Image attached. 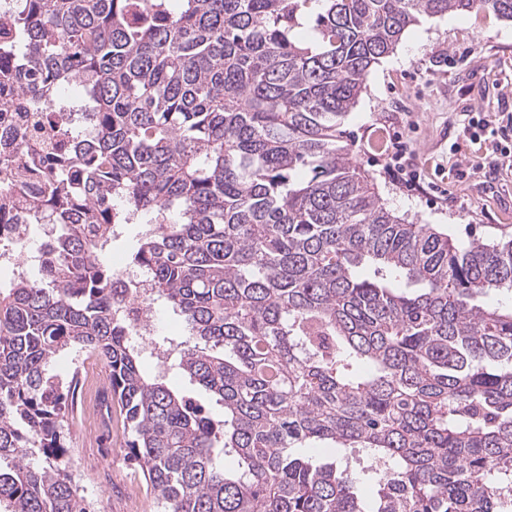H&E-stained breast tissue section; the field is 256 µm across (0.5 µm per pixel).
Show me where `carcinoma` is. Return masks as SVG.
<instances>
[{
  "instance_id": "obj_1",
  "label": "carcinoma",
  "mask_w": 512,
  "mask_h": 512,
  "mask_svg": "<svg viewBox=\"0 0 512 512\" xmlns=\"http://www.w3.org/2000/svg\"><path fill=\"white\" fill-rule=\"evenodd\" d=\"M512 0H16L0 79L40 126L93 107L70 166L0 136L4 213L61 230L0 288V512H88L64 445L67 351L109 367L127 460L163 512H504L512 502V239L394 215L340 144L364 81L421 16ZM75 76L81 96L49 108ZM133 265L192 339L177 367L217 420L140 365L106 264ZM361 448L376 486L310 448ZM237 458L228 470L223 457Z\"/></svg>"
}]
</instances>
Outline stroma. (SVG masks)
<instances>
[{"mask_svg":"<svg viewBox=\"0 0 512 512\" xmlns=\"http://www.w3.org/2000/svg\"><path fill=\"white\" fill-rule=\"evenodd\" d=\"M396 50L406 60L387 56L373 66L343 126L353 163L396 215L461 241L512 236V160L464 131L483 114H512V21L482 11L423 16ZM388 127L413 151L427 193L386 176L375 143ZM68 422L69 453L94 512H157L142 472L126 459L121 415L105 426L91 420L78 393Z\"/></svg>","mask_w":512,"mask_h":512,"instance_id":"stroma-1","label":"stroma"}]
</instances>
